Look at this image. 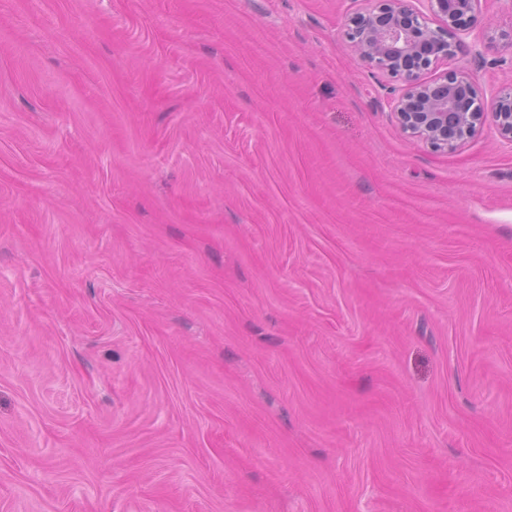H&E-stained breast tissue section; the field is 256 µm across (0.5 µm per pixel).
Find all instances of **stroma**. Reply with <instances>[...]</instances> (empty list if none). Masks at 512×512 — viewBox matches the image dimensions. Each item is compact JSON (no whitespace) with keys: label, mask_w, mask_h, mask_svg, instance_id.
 Returning a JSON list of instances; mask_svg holds the SVG:
<instances>
[{"label":"stroma","mask_w":512,"mask_h":512,"mask_svg":"<svg viewBox=\"0 0 512 512\" xmlns=\"http://www.w3.org/2000/svg\"><path fill=\"white\" fill-rule=\"evenodd\" d=\"M352 8L0 0V512H512V142L404 135Z\"/></svg>","instance_id":"stroma-1"}]
</instances>
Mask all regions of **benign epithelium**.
Returning <instances> with one entry per match:
<instances>
[{"mask_svg": "<svg viewBox=\"0 0 512 512\" xmlns=\"http://www.w3.org/2000/svg\"><path fill=\"white\" fill-rule=\"evenodd\" d=\"M360 2L346 17L343 36L368 67L395 82L389 112L399 128L437 151L453 150L480 133L487 118L512 142V88L485 103L473 74L428 73L454 58L478 29L481 0H352Z\"/></svg>", "mask_w": 512, "mask_h": 512, "instance_id": "7a95c632", "label": "benign epithelium"}]
</instances>
